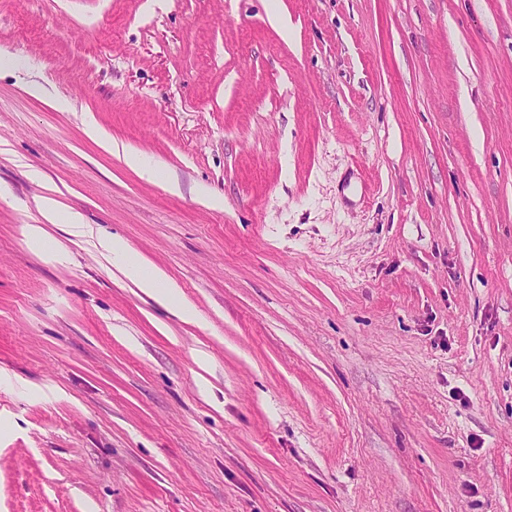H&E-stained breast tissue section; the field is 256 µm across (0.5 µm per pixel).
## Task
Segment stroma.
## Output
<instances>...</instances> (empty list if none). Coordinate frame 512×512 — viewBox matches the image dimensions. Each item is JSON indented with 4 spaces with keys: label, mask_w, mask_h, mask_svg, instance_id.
<instances>
[{
    "label": "stroma",
    "mask_w": 512,
    "mask_h": 512,
    "mask_svg": "<svg viewBox=\"0 0 512 512\" xmlns=\"http://www.w3.org/2000/svg\"><path fill=\"white\" fill-rule=\"evenodd\" d=\"M145 2L0 0V512H512V0ZM40 209L42 211L44 219L49 224H67L82 232L85 225L84 219L81 213L74 210L63 209L55 200L50 198H43L40 203ZM101 246L112 253V259L118 262L125 274L144 293L164 305H176L185 320L196 317L195 310L187 303L178 300V289L160 268L144 261L121 238L101 239Z\"/></svg>",
    "instance_id": "stroma-1"
}]
</instances>
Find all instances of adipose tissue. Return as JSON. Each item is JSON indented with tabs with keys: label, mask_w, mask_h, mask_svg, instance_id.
<instances>
[{
	"label": "adipose tissue",
	"mask_w": 512,
	"mask_h": 512,
	"mask_svg": "<svg viewBox=\"0 0 512 512\" xmlns=\"http://www.w3.org/2000/svg\"><path fill=\"white\" fill-rule=\"evenodd\" d=\"M40 209L45 219L44 224H27L22 228L26 242L36 252H46L50 243L44 229L45 224H66L78 231L85 227L81 213L63 209L53 199L43 198ZM101 245L111 253L113 260L122 266L125 274L144 293L162 304L176 306L183 319L195 318V310L187 303L179 301L177 288L162 269L144 261L122 239L105 238L102 239Z\"/></svg>",
	"instance_id": "ef3b65f1"
}]
</instances>
